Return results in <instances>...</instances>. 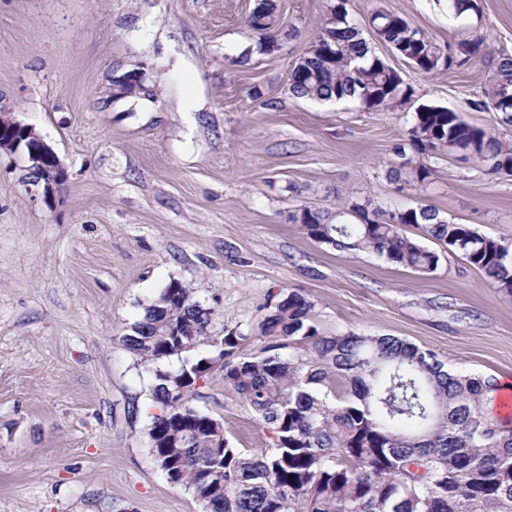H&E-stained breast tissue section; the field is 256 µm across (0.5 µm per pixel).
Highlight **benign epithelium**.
<instances>
[{
  "instance_id": "benign-epithelium-1",
  "label": "benign epithelium",
  "mask_w": 512,
  "mask_h": 512,
  "mask_svg": "<svg viewBox=\"0 0 512 512\" xmlns=\"http://www.w3.org/2000/svg\"><path fill=\"white\" fill-rule=\"evenodd\" d=\"M0 149L21 154L30 163V182L51 190L64 184L66 169L55 151L36 130L20 121L10 107L0 101Z\"/></svg>"
}]
</instances>
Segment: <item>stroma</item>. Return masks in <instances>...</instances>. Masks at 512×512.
<instances>
[{"label": "stroma", "mask_w": 512, "mask_h": 512, "mask_svg": "<svg viewBox=\"0 0 512 512\" xmlns=\"http://www.w3.org/2000/svg\"><path fill=\"white\" fill-rule=\"evenodd\" d=\"M274 51L248 24L256 0H0V99L63 161L59 191L28 189V161L0 151V512H201L146 448L149 370L121 343L177 279L246 329L268 295L302 290L326 332L391 335L452 371L512 384V300L459 257L420 274L316 242L302 209L417 205L512 239V177L430 158L418 185L393 180L418 104L475 108L512 56V0H350L370 51L415 90L387 112L294 96L288 75L328 0H273ZM378 10L441 48L479 42L461 67L425 75L374 35ZM131 75L143 93L124 94ZM236 447L270 445L252 411L212 376L190 400Z\"/></svg>", "instance_id": "stroma-1"}]
</instances>
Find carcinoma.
I'll use <instances>...</instances> for the list:
<instances>
[{
	"label": "carcinoma",
	"instance_id": "carcinoma-1",
	"mask_svg": "<svg viewBox=\"0 0 512 512\" xmlns=\"http://www.w3.org/2000/svg\"><path fill=\"white\" fill-rule=\"evenodd\" d=\"M349 0L329 6L321 32L289 81L310 100L357 98L375 112L402 106L413 87L370 54L349 19ZM256 27L270 52L275 6H256ZM375 35L428 75L443 54L406 18L379 12ZM512 57H502L485 98L475 106L512 125ZM473 157L489 174L512 167V143L443 106L417 107L395 146L400 167L422 185L430 168L420 156ZM356 212L353 224L332 217ZM302 227L338 251L370 252L419 273L435 272L439 243L490 277L512 297V240L451 223L431 208H409L385 219L358 203L336 214L305 209ZM315 304L301 291L269 295L260 320L245 332L211 331L214 311L191 288L171 280L120 340L153 365L150 392L159 412L147 431L148 453L167 480L185 488L202 512H512V430L489 416L496 379L452 372L436 354L389 335L324 332ZM177 359L173 368L159 362ZM219 372L270 433L259 454L236 447L222 423L189 404L199 382ZM351 392L336 397L337 378Z\"/></svg>",
	"mask_w": 512,
	"mask_h": 512
}]
</instances>
